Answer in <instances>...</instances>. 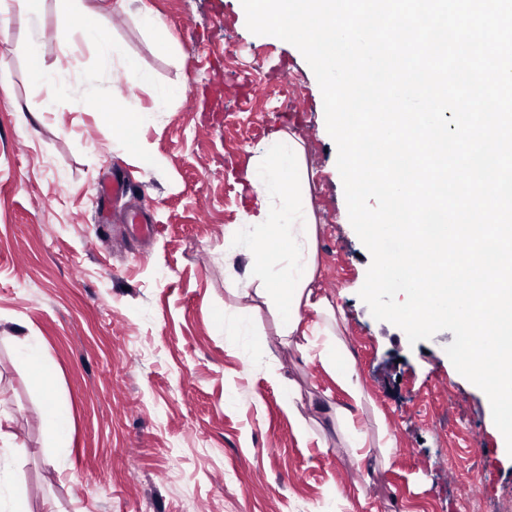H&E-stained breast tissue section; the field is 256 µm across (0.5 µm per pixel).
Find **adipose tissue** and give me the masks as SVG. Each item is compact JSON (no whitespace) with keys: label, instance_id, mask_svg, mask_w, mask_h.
Instances as JSON below:
<instances>
[{"label":"adipose tissue","instance_id":"obj_1","mask_svg":"<svg viewBox=\"0 0 512 512\" xmlns=\"http://www.w3.org/2000/svg\"><path fill=\"white\" fill-rule=\"evenodd\" d=\"M250 153L245 177L260 200V209L228 231L231 247L225 257L242 263V272L234 280L235 290L265 299L278 310L282 334L301 356L307 360L319 357L331 368L350 402L343 405L327 399L314 402L312 408L339 426L355 461L364 464L376 454L383 461H390L396 453L395 438L384 435L374 447L367 434L355 426L365 391L340 336L334 310L326 299L314 297L311 288L316 271L317 230L302 144L294 134L281 132L251 147ZM307 309L318 316L310 326L303 323ZM222 323L224 347L240 356L244 373L266 368L263 353L253 344L248 317L228 309ZM15 353L35 374L45 393L44 418L54 432L55 445L66 448L69 419L56 398L54 367L40 338L16 337ZM22 451L16 436L0 427V512H28L12 473V461Z\"/></svg>","mask_w":512,"mask_h":512}]
</instances>
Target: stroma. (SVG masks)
Instances as JSON below:
<instances>
[{"label":"stroma","mask_w":512,"mask_h":512,"mask_svg":"<svg viewBox=\"0 0 512 512\" xmlns=\"http://www.w3.org/2000/svg\"><path fill=\"white\" fill-rule=\"evenodd\" d=\"M144 2L179 55L135 9L101 10L100 22L157 81L188 84L140 137L149 164L100 113L67 102L43 111L45 92L25 66L27 18L0 0V78L9 83L0 91V412L26 448L15 471L31 512H463L468 496L484 512H512V458L490 467L479 453L497 447L498 433L481 390L446 354L453 333L409 344L358 295L372 257L349 221L322 93L302 53L251 33L241 0ZM61 8L41 4L40 56L79 72L94 60L92 42L55 39ZM215 84L224 97L209 109L203 94ZM281 99L305 147L313 287L340 312L370 398L358 421L374 440L384 416L397 439L390 464L374 463L367 477L337 428L296 437L271 372L306 397L347 396L320 360L283 344L277 311L229 288L227 230L257 210L241 196L249 149L279 131ZM117 170L142 187L133 203L99 196ZM133 207L153 218L151 238L127 223ZM228 307L251 318L270 373L243 374L225 349L217 317ZM29 334L43 340L70 416L62 450L50 444L42 388L14 354V337ZM139 17L142 25L148 30L162 35L166 49L172 54H179L180 45L163 25L161 18L148 10H140Z\"/></svg>","instance_id":"1"}]
</instances>
